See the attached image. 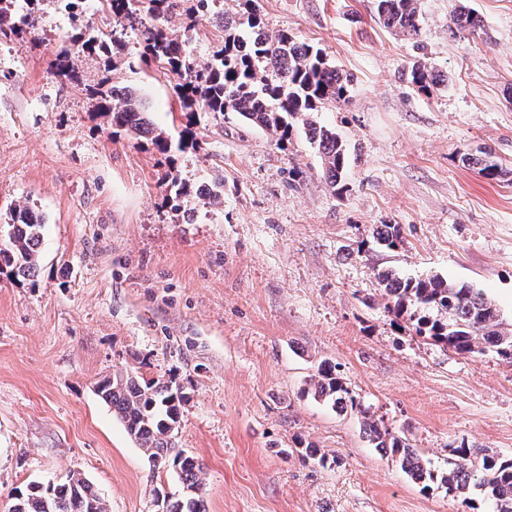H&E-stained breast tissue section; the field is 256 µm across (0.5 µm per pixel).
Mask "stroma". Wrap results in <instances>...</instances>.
<instances>
[{"label":"stroma","instance_id":"1","mask_svg":"<svg viewBox=\"0 0 512 512\" xmlns=\"http://www.w3.org/2000/svg\"><path fill=\"white\" fill-rule=\"evenodd\" d=\"M258 2L269 34L324 49L352 79L344 102L316 114L348 146L343 191L299 125L281 148L229 114L168 157L112 132L82 86L47 74L76 24L109 27L92 0L77 17L40 0L38 38L0 45V226L18 205L44 218L35 277L0 271V512L30 482L73 471L107 512L180 498L174 469L150 463L96 394L118 370L175 378L187 394L176 445L200 464L207 512H492L480 491L466 502L423 489L368 442L360 410L305 389L332 363L437 475L464 444L512 455V363L417 335L375 278L392 267L470 283L512 323V183L459 161L485 149L512 169V0H419L414 40L379 23L375 0ZM462 7L480 30L454 32ZM194 8L175 0L162 26L202 62L218 32L187 29ZM139 52L130 36L113 76L176 135L170 83ZM416 62L446 83L426 94L402 82ZM167 171L223 180L222 203L170 209ZM380 224L399 225L398 248L374 243ZM309 444L331 465L306 459Z\"/></svg>","mask_w":512,"mask_h":512}]
</instances>
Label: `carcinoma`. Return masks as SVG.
I'll return each mask as SVG.
<instances>
[{"mask_svg":"<svg viewBox=\"0 0 512 512\" xmlns=\"http://www.w3.org/2000/svg\"><path fill=\"white\" fill-rule=\"evenodd\" d=\"M15 0H0V17L9 18L0 27V41L36 31L38 16L34 9L18 15L12 10ZM136 0H102L101 10L112 19L103 31L87 25L85 30L63 42L54 52L49 72L59 84L85 86L93 112L108 124L136 138L148 139L162 155L198 145L195 127L200 118L215 121L233 112L248 127L278 136L277 144L288 141L294 124L303 126L310 145L317 149L322 177L334 190L345 187L347 145L333 129L316 120L314 113L326 104L346 99L351 78L333 65L324 50L300 42L286 30L272 36L257 0H238L239 11L224 14L220 48L209 60L197 62L185 41L158 26L141 30V63L155 66L174 77L173 91L185 119L178 141L157 131L139 90L113 80L117 69L114 57L126 45L125 31L133 26ZM382 25L406 37L420 32L418 0H375ZM147 13L158 21L172 8V0H145ZM454 28L473 33L480 20L466 8L452 18ZM98 62L102 76L89 81L74 63L78 56ZM400 79L424 93L443 82L441 74L420 63L402 72ZM463 165L475 167L484 177L498 181L512 172L487 152L467 154ZM166 202L180 209L190 196L212 205L222 203L223 184L216 183L203 192L171 172L165 174ZM43 217L25 206L14 208L7 223V244L0 248V269L7 268L15 279L35 276L40 262ZM376 242L390 250L401 242L399 226L381 224ZM378 284L387 299V307L396 317H405L415 332L436 345L459 355L475 356L493 351L512 363V327L503 320L482 289L468 283H456L442 275L405 278L393 268L377 273ZM313 399L333 408H360L348 388L336 375V366L324 362L309 383ZM98 396L112 408L127 434L154 463L172 462L182 484L183 495L167 507V512H206L199 483L198 461L175 448L180 424V409L185 400L173 381H147L129 372H115L97 386ZM364 431L375 447L381 448L398 463L401 470L417 483L434 481L409 439L400 437L361 411ZM448 470L440 477L448 492L469 500L472 489L480 490L491 501L493 512H512V457L490 453L486 449L461 445L452 449ZM8 512H107L100 494L86 478L69 475L58 483L31 482L26 491L14 497Z\"/></svg>","mask_w":512,"mask_h":512,"instance_id":"carcinoma-1","label":"carcinoma"}]
</instances>
